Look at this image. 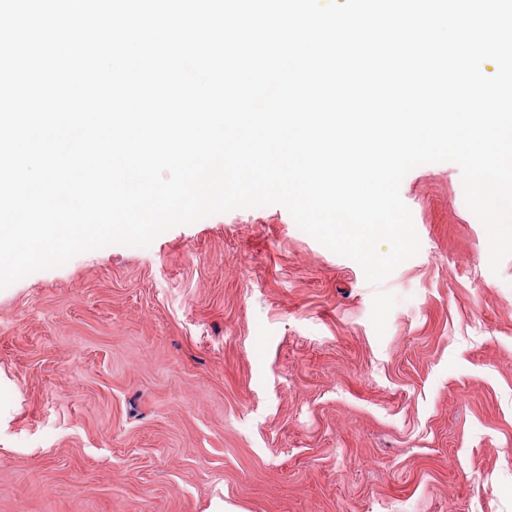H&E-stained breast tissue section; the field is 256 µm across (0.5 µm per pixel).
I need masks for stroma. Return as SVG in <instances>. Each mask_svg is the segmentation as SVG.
<instances>
[{"label":"stroma","instance_id":"stroma-1","mask_svg":"<svg viewBox=\"0 0 512 512\" xmlns=\"http://www.w3.org/2000/svg\"><path fill=\"white\" fill-rule=\"evenodd\" d=\"M380 286L280 205L0 290V512H512V256L450 162Z\"/></svg>","mask_w":512,"mask_h":512}]
</instances>
